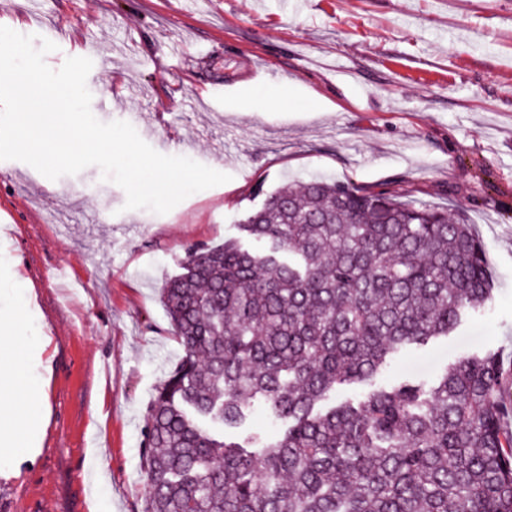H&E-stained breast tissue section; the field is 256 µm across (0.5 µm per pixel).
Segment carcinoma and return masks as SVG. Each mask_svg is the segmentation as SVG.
Listing matches in <instances>:
<instances>
[{"mask_svg":"<svg viewBox=\"0 0 512 512\" xmlns=\"http://www.w3.org/2000/svg\"><path fill=\"white\" fill-rule=\"evenodd\" d=\"M255 196L244 238L190 248L161 290L182 356L146 411L142 512H512L499 352L375 384L491 307L471 225L325 180ZM259 408L283 434L249 430Z\"/></svg>","mask_w":512,"mask_h":512,"instance_id":"1","label":"carcinoma"}]
</instances>
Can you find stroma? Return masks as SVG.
<instances>
[{"mask_svg":"<svg viewBox=\"0 0 512 512\" xmlns=\"http://www.w3.org/2000/svg\"><path fill=\"white\" fill-rule=\"evenodd\" d=\"M0 0V26L95 56L103 122L230 174L170 212L124 210L98 167L51 180L0 161V314L42 407L0 457V512H142L147 407L181 348L160 302L188 249L238 236L252 190L325 177L464 213L491 309L378 383H432L473 352L512 359V0ZM112 214L99 217L100 199Z\"/></svg>","mask_w":512,"mask_h":512,"instance_id":"stroma-1","label":"stroma"}]
</instances>
